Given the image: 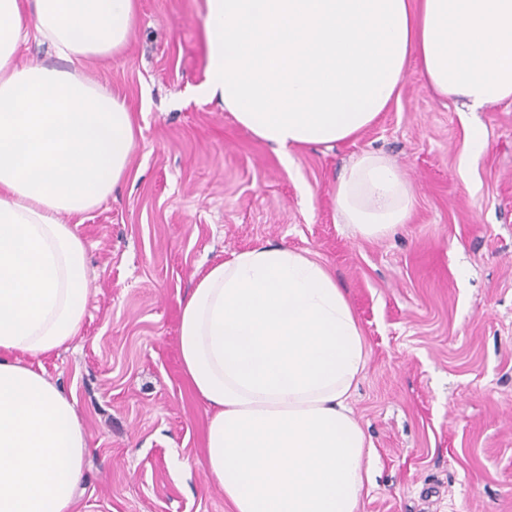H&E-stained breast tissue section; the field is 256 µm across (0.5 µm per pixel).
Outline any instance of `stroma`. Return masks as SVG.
<instances>
[{
    "label": "stroma",
    "instance_id": "obj_1",
    "mask_svg": "<svg viewBox=\"0 0 512 512\" xmlns=\"http://www.w3.org/2000/svg\"><path fill=\"white\" fill-rule=\"evenodd\" d=\"M204 23V0H138L126 50L81 67L141 134L127 178L79 218L80 331L40 360L88 441L76 512H229L206 474L179 301L197 273L262 244L328 267L365 337L350 405L375 455L359 512H512V103L469 111L413 65L360 137L285 156L197 96ZM475 124L487 145L464 171ZM364 151L415 193L381 238L336 210L337 179Z\"/></svg>",
    "mask_w": 512,
    "mask_h": 512
}]
</instances>
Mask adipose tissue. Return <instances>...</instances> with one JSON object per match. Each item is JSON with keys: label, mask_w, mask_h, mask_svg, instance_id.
<instances>
[{"label": "adipose tissue", "mask_w": 512, "mask_h": 512, "mask_svg": "<svg viewBox=\"0 0 512 512\" xmlns=\"http://www.w3.org/2000/svg\"><path fill=\"white\" fill-rule=\"evenodd\" d=\"M200 97L282 154L357 138L409 63L475 111L512 100V0H205ZM137 0H0V512H74L87 448L72 399L33 366L86 313L72 223L127 175L137 120L77 64L128 45ZM62 66H18L28 35ZM336 206L361 236L406 223L413 192L383 155L355 156ZM184 376L207 408L205 462L231 512H359L371 442L349 398L366 343L308 254L260 245L180 301Z\"/></svg>", "instance_id": "1"}]
</instances>
